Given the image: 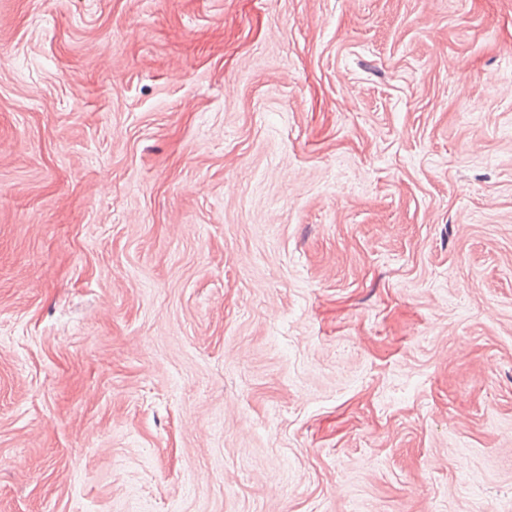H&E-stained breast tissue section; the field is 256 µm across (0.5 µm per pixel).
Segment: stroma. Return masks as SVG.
I'll use <instances>...</instances> for the list:
<instances>
[{
	"label": "stroma",
	"mask_w": 512,
	"mask_h": 512,
	"mask_svg": "<svg viewBox=\"0 0 512 512\" xmlns=\"http://www.w3.org/2000/svg\"><path fill=\"white\" fill-rule=\"evenodd\" d=\"M0 512H512V0H0Z\"/></svg>",
	"instance_id": "stroma-1"
}]
</instances>
